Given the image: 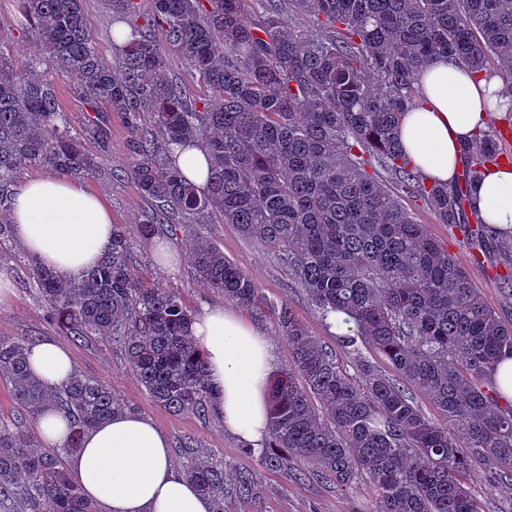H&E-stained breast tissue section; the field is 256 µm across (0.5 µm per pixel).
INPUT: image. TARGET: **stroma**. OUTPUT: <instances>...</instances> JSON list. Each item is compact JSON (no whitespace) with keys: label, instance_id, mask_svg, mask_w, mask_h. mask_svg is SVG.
Segmentation results:
<instances>
[{"label":"stroma","instance_id":"obj_1","mask_svg":"<svg viewBox=\"0 0 512 512\" xmlns=\"http://www.w3.org/2000/svg\"><path fill=\"white\" fill-rule=\"evenodd\" d=\"M84 11L88 31L98 51L106 60H114L111 12L104 7L102 0H85ZM14 18L15 0H0V45L7 49L15 68L21 70L36 66L53 83L61 111L71 121H78L81 105L72 92L70 77L53 66L35 38L16 26ZM84 185L111 206L115 223H133L147 206L127 181L110 175L85 179ZM404 204L418 223L427 226L432 236L445 242L457 263L469 271L485 300L505 320L512 322V302L504 299L495 280L497 272L512 265V254L493 248L482 262H475L461 234L451 232L447 225L438 223L422 201L408 198ZM203 232L223 250L225 257L233 260L258 283L271 303V310L261 314L248 310L244 316L272 339L279 366L287 365L289 351L272 309L284 302L291 304L313 335L330 347H337L338 332L330 319L323 316L306 294L292 283L272 249L245 238L231 224H208ZM188 239V231L180 226L167 233L165 241L177 254L178 261L174 266L163 269L156 263L152 243H135L133 258L136 268L159 272L164 287L177 291L193 310L224 305L222 295L199 282L188 258ZM27 264V254L16 242L6 243L0 248V270L8 272L15 283L14 296L0 304V334L33 336L41 341L52 339L62 345L72 355L78 370L107 384L114 394L150 416L164 429L170 439L172 458L177 468L186 465L187 458L181 453L180 445L189 440L198 452L222 457L226 470H259L257 459L244 454L241 443L225 429L217 414L206 417L175 415L151 403L127 367L124 349L119 343L97 337L76 342L58 332L46 317L43 301L34 292L26 290L22 282ZM259 472L256 495L226 497V512H373L375 507L376 492L367 484L347 492L322 479L295 480L275 471Z\"/></svg>","mask_w":512,"mask_h":512}]
</instances>
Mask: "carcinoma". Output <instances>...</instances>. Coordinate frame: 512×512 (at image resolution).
I'll return each instance as SVG.
<instances>
[{"label":"carcinoma","mask_w":512,"mask_h":512,"mask_svg":"<svg viewBox=\"0 0 512 512\" xmlns=\"http://www.w3.org/2000/svg\"><path fill=\"white\" fill-rule=\"evenodd\" d=\"M122 14L116 60L97 53L83 0H17V21L85 107L74 127L51 81L17 70L0 43V241L6 201L21 171L41 167L91 178L112 145L111 112L125 115L133 157L120 177L149 202L135 224H117L112 245L75 284L31 261L30 279L62 334L108 337L154 404L206 415L215 396L189 333L194 312L150 272L132 265V240L165 224H234L286 265L324 315H344L342 348L312 335L285 303L274 308L288 365L270 389L269 441L248 448L261 466L303 480L295 461L347 490L370 483L374 512H483L472 464L491 481H512V403L501 404L491 372L512 358V327L485 301L468 271L406 207L423 200L440 224L485 254L490 225L470 210L474 182L502 159L494 131L464 152L449 186L426 183L400 149L396 127L416 104L423 69L444 55L474 73L495 62L512 81V0H103ZM313 18L298 26L285 8ZM258 4L249 13V4ZM172 51L210 96L173 79ZM193 142L211 155L207 191L186 181L175 156ZM385 172L382 177L379 172ZM201 282L241 307H268L261 288L196 232L189 240ZM30 338L0 336V380L17 417L0 421V500L14 512H99L66 457L81 436L131 409L105 383L75 371L48 390L27 364ZM421 394L440 419L426 414ZM58 409L73 419L70 443L39 452L26 423ZM186 476L225 512L224 460L191 462ZM259 473L241 471L233 490L252 496Z\"/></svg>","instance_id":"1"}]
</instances>
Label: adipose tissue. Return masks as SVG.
I'll list each match as a JSON object with an SVG mask.
<instances>
[{
	"mask_svg": "<svg viewBox=\"0 0 512 512\" xmlns=\"http://www.w3.org/2000/svg\"><path fill=\"white\" fill-rule=\"evenodd\" d=\"M505 99L495 73H470L445 57L432 59L419 83V103L397 137L428 181L452 183L465 146L487 129L489 96ZM471 208L496 232H512V167L490 168L471 190ZM13 239L58 280L77 281L112 243V210L79 181L55 175L22 179L10 204ZM189 331L208 366V385L224 427L243 445L263 447L269 433L270 386L276 368L271 340L240 313L207 307ZM29 366L48 388L75 370L60 344L29 350ZM68 467L101 512H212L210 499L175 468L166 432L137 411L112 415L83 435Z\"/></svg>",
	"mask_w": 512,
	"mask_h": 512,
	"instance_id": "obj_1",
	"label": "adipose tissue"
}]
</instances>
